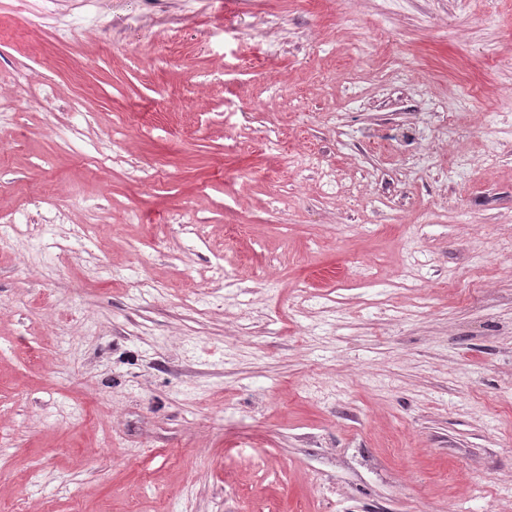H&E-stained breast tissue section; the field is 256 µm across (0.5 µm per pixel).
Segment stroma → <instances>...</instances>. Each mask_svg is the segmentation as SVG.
Wrapping results in <instances>:
<instances>
[{"instance_id": "obj_1", "label": "stroma", "mask_w": 512, "mask_h": 512, "mask_svg": "<svg viewBox=\"0 0 512 512\" xmlns=\"http://www.w3.org/2000/svg\"><path fill=\"white\" fill-rule=\"evenodd\" d=\"M0 100V512H512V0H0Z\"/></svg>"}]
</instances>
